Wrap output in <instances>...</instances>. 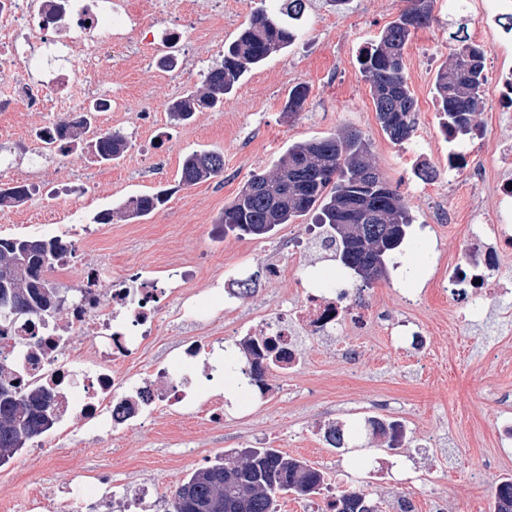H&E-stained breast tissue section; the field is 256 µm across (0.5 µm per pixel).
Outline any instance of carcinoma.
<instances>
[{
  "mask_svg": "<svg viewBox=\"0 0 512 512\" xmlns=\"http://www.w3.org/2000/svg\"><path fill=\"white\" fill-rule=\"evenodd\" d=\"M434 0H409V5L363 49L359 61L368 83L382 131L397 143L409 140L416 128V100L404 72V55L412 35L432 20ZM305 0H280L276 9L256 8L246 28L224 48V60L204 74L202 87L171 107L175 121H187L204 109H215L251 68L296 39L289 20L300 17ZM434 80V95L445 136L458 138L475 124L485 83L481 65L485 50L465 36ZM91 115L64 118L41 131L45 144L62 153L80 148L99 162L120 156L127 140L118 132L86 137ZM224 172L219 151L188 155L181 168V183L191 187ZM29 196L25 185L0 187V205L9 206ZM165 202L163 194L130 198L117 213L105 212L97 223L109 224L114 215L144 217ZM319 208V223L336 247V261L369 286L387 273L392 252L407 238L411 224L405 197L394 188L372 161L371 143L361 134L341 131L326 137L295 142L277 159L272 170L254 173L232 203L224 208L221 223L228 230L265 236L281 224H290ZM68 248L65 241L42 237L0 238V285L16 297L14 309L0 306V336L34 317L52 316L62 310L60 289L50 279L57 258ZM372 267L377 278L362 276ZM247 342L242 367L251 384L262 381V355ZM54 409L39 389L14 385L6 361L0 360V458H12L47 429ZM236 455L241 470L227 476L233 455L215 458L209 466L189 475L173 492L171 512H277L278 498L292 493L317 494L324 474L306 462L274 448H244ZM494 512H512V481L494 487ZM374 507L359 492H343L327 507L331 512H364L359 500Z\"/></svg>",
  "mask_w": 512,
  "mask_h": 512,
  "instance_id": "carcinoma-1",
  "label": "carcinoma"
}]
</instances>
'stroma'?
<instances>
[{
	"label": "stroma",
	"instance_id": "stroma-1",
	"mask_svg": "<svg viewBox=\"0 0 512 512\" xmlns=\"http://www.w3.org/2000/svg\"><path fill=\"white\" fill-rule=\"evenodd\" d=\"M273 8L278 0H195V13H174L129 24L123 43H103L96 70L90 74L97 98L111 109L97 113L96 133L121 131L128 145L118 160L100 164L75 149L68 153L34 154L35 134L59 121L55 112L18 105L0 122V185H14L23 171H36L39 191L23 212L0 208V234L11 236L17 225L27 235L43 236L58 224L74 225V242L95 235L107 255L110 278L160 259L200 257L204 271L196 288L212 312L206 325L174 317L169 302L153 343L137 359L139 373L153 377V366L186 343L198 340L207 353L192 372L199 399L224 388V358L244 362L248 330L276 309L293 304L305 283L296 276L267 280L268 265L292 268L324 266L326 255L301 248L316 222V213L277 226L263 237L225 232L217 236L219 219L253 173L271 170L289 144L328 136L341 129L360 132L372 144L376 167L405 196L414 224L440 253V260L417 264L411 280L398 269L412 263L406 250L394 256L397 269L369 288L373 312L389 323L403 315L416 317L429 339V349L410 359L394 344L385 327L362 337L359 365L342 359L335 339L307 336L303 360L293 371L271 369L264 376L267 392L252 402L235 398L221 422L212 423L188 408L148 417L137 426L111 431L73 424L71 433L53 448L21 449L0 465V512H33V497L68 512L69 500L82 484L106 476L101 492L105 512H127L132 494L145 493L139 512H170L173 491L195 470L215 457L244 448H274L305 460L325 476L334 493L357 491L378 502L381 512H398L411 498L417 512H482L491 503L492 472H511L512 456H499L498 425L512 413V330L504 325L505 307L485 301L480 315L462 323L457 308L470 289L456 288L440 296L429 281L447 276L443 256H460L470 225L497 223L501 207L495 186L512 180V165H503L500 149H512V108L502 109L490 87H483L476 122L491 145L481 151L467 140L448 142L440 128L434 99L437 70L453 46L458 12L448 0H435L434 20L417 30L405 56V74L417 101V124L411 140L394 143L382 131L369 85L358 58L367 42L406 8V0H308L300 35L294 44L251 68L220 108L195 113L174 123L167 106L197 90L202 75L224 58V48L249 23L259 3ZM186 22L192 30L185 48L187 71H159L163 38ZM492 20L473 18V42L491 50V74L512 72V39L492 34ZM306 86L301 110H288V93ZM217 150L224 155L221 176L191 187L180 182L181 165L191 153ZM482 160L489 179L475 186L460 168L448 166L449 151ZM436 170L434 180L418 175L421 167ZM166 191L167 203L130 222L97 223L99 213L117 210L134 196ZM247 268L230 288L249 284L232 313L221 310L212 287L216 275H228L236 264ZM416 306H402L405 294ZM384 414L403 420L408 434L401 447H388L363 423ZM342 429L343 448H327L321 437L328 427Z\"/></svg>",
	"mask_w": 512,
	"mask_h": 512
}]
</instances>
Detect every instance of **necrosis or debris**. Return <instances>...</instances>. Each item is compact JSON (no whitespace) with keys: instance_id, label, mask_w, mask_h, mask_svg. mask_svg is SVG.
<instances>
[{"instance_id":"necrosis-or-debris-1","label":"necrosis or debris","mask_w":512,"mask_h":512,"mask_svg":"<svg viewBox=\"0 0 512 512\" xmlns=\"http://www.w3.org/2000/svg\"><path fill=\"white\" fill-rule=\"evenodd\" d=\"M160 0H0V56H17L19 40H26L46 63L63 59L65 68L37 82L17 76L0 83V112L13 105L35 101L37 92L52 90L51 107L69 116L83 111L92 100L88 79L98 58L100 35L121 40L128 22L161 12ZM464 258L448 260L449 282L472 285L480 298H501L504 260L512 256V226H476L465 239ZM101 265L84 266L76 284L78 298L68 311L71 335H63L54 322L33 319L0 338V351L8 356L11 370L22 388L44 389L56 400L61 415L101 429L115 423L140 420L148 407L165 410L187 403L189 393L179 391L191 360L202 352L201 342L188 344L160 362L159 374L171 381L169 390L154 394L139 387L124 392L126 370L152 341L160 318L162 300L182 294L180 314L205 321L210 313L196 298L194 284L201 267L193 259H171L155 272L135 273L138 287L126 280L112 281L108 291L98 287ZM352 280L345 268L318 278L303 299L265 319L262 336L283 349L279 366L298 365V345L306 336H332L345 332L344 355L356 358L358 337L379 327V317L363 307L365 289L347 295Z\"/></svg>"}]
</instances>
